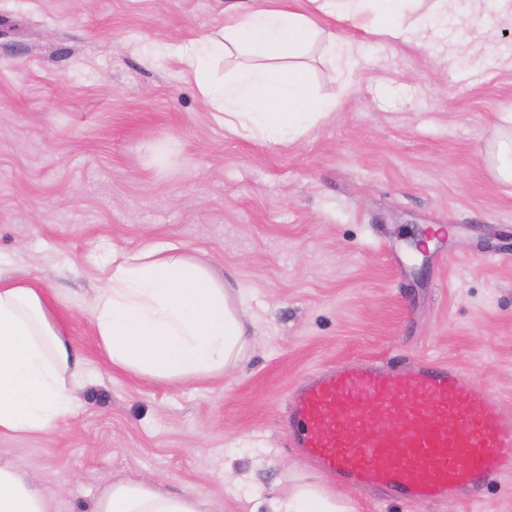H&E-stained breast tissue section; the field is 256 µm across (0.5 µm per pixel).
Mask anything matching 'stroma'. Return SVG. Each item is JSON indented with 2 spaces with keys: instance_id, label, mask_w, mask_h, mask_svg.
Instances as JSON below:
<instances>
[{
  "instance_id": "35a3bbf8",
  "label": "stroma",
  "mask_w": 512,
  "mask_h": 512,
  "mask_svg": "<svg viewBox=\"0 0 512 512\" xmlns=\"http://www.w3.org/2000/svg\"><path fill=\"white\" fill-rule=\"evenodd\" d=\"M224 2L0 0V274L41 281L94 368L100 254L178 242L241 301L251 338L203 381L102 371L77 420L0 448L36 466L56 512L149 476L251 512L253 488L283 490L293 464L354 512H512V471L446 502L349 488L289 423L297 384L350 358L454 366L512 418V188L479 156L512 110V7L458 0L406 42L345 27L358 66L313 73L335 112L266 145L226 133L157 52L223 27Z\"/></svg>"
}]
</instances>
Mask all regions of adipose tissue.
<instances>
[{"instance_id": "adipose-tissue-1", "label": "adipose tissue", "mask_w": 512, "mask_h": 512, "mask_svg": "<svg viewBox=\"0 0 512 512\" xmlns=\"http://www.w3.org/2000/svg\"><path fill=\"white\" fill-rule=\"evenodd\" d=\"M314 9H246L232 0L217 33L171 47L194 76L214 119L229 134L285 144L309 133L336 109L315 92L308 59L322 48L340 76L357 59L351 41L325 29L322 18L360 26L390 42L404 39L421 5L443 16L454 0H311ZM236 59L223 82L207 72L216 59ZM498 182L512 184V114L503 113L482 151ZM103 286L90 297L92 327L108 368L157 382L218 376L248 342L240 312L223 284L174 242L113 249ZM68 327L45 288L0 277V438L57 431L83 411L76 394L90 378ZM0 448V512H53L32 474L7 463ZM273 512H351L321 481L292 470ZM90 512H219L209 498L165 490L161 481L120 478L95 496Z\"/></svg>"}]
</instances>
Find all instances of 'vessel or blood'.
Returning <instances> with one entry per match:
<instances>
[{
  "mask_svg": "<svg viewBox=\"0 0 512 512\" xmlns=\"http://www.w3.org/2000/svg\"><path fill=\"white\" fill-rule=\"evenodd\" d=\"M491 406L484 382L453 366L418 362L402 372L351 359L311 375L292 415L297 447L346 484L439 501L512 469V423ZM381 415L385 433L371 426Z\"/></svg>",
  "mask_w": 512,
  "mask_h": 512,
  "instance_id": "obj_1",
  "label": "vessel or blood"
}]
</instances>
